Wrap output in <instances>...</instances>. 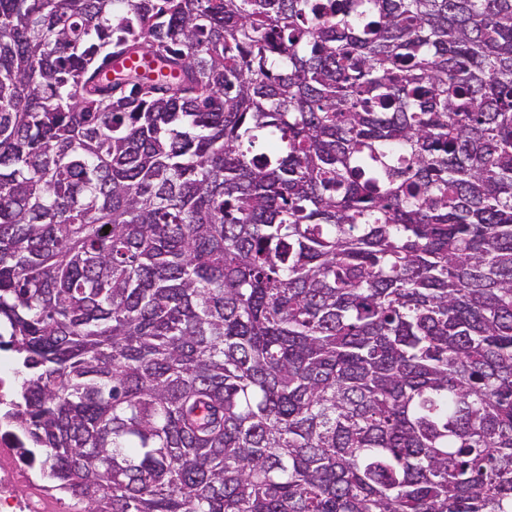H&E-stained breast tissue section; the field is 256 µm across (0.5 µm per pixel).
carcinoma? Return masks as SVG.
Listing matches in <instances>:
<instances>
[{
	"label": "carcinoma",
	"instance_id": "cac0c4a2",
	"mask_svg": "<svg viewBox=\"0 0 512 512\" xmlns=\"http://www.w3.org/2000/svg\"><path fill=\"white\" fill-rule=\"evenodd\" d=\"M0 350L82 512H512V0H0Z\"/></svg>",
	"mask_w": 512,
	"mask_h": 512
}]
</instances>
